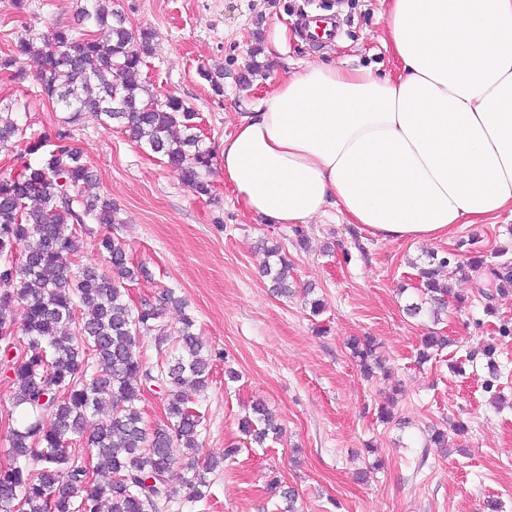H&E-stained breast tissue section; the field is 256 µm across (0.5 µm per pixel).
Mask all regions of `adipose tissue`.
<instances>
[{
  "mask_svg": "<svg viewBox=\"0 0 512 512\" xmlns=\"http://www.w3.org/2000/svg\"><path fill=\"white\" fill-rule=\"evenodd\" d=\"M396 74L313 63L239 117L224 181L254 218L336 209L382 241L433 242L512 212V0H386Z\"/></svg>",
  "mask_w": 512,
  "mask_h": 512,
  "instance_id": "obj_1",
  "label": "adipose tissue"
}]
</instances>
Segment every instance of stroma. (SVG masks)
<instances>
[{"label": "stroma", "instance_id": "1", "mask_svg": "<svg viewBox=\"0 0 512 512\" xmlns=\"http://www.w3.org/2000/svg\"><path fill=\"white\" fill-rule=\"evenodd\" d=\"M117 2L128 25L153 33L142 80L158 98L182 97L215 149L288 68L397 69L382 46V0ZM78 5L0 0V57L28 27L82 33ZM306 12L340 21L336 42L299 38ZM253 60L260 70L242 84ZM204 68L223 72V95L200 77ZM20 98L28 110L19 121L29 132L61 127L63 112L41 99L34 77L19 83L0 70V103ZM72 135L95 174L90 193L119 209L118 223L83 234L84 261H97V235L118 238L151 274L129 284L131 304L174 289L187 307H167L165 324L178 327L191 314L212 353V380L194 397L203 416L195 457L202 462L226 448L236 454L210 474L205 512H280L283 501L268 488L274 479L296 490L298 512H488L491 502L512 512V292L497 291L489 273L499 249L512 251L511 214L455 225L447 239L431 243L380 241L334 211L310 224H268L245 212L221 169L209 178L211 195H200L94 113H84ZM267 244L293 263L292 296L271 291ZM474 250L484 268L458 272ZM431 253L451 261L440 279L454 299L438 324L405 312L416 296L412 265ZM315 300L324 305L317 315ZM432 330L448 344L418 363L421 338ZM363 336L376 339L385 366L370 379L345 346ZM229 369L238 380H228ZM255 400L282 427L261 445L238 428ZM390 402L395 419L381 422L379 410ZM457 422L466 433L453 432ZM436 430L447 432V450L429 446Z\"/></svg>", "mask_w": 512, "mask_h": 512}]
</instances>
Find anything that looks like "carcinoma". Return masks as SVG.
Returning a JSON list of instances; mask_svg holds the SVG:
<instances>
[{"label": "carcinoma", "mask_w": 512, "mask_h": 512, "mask_svg": "<svg viewBox=\"0 0 512 512\" xmlns=\"http://www.w3.org/2000/svg\"><path fill=\"white\" fill-rule=\"evenodd\" d=\"M83 21L106 26L105 39L76 36L69 29H26L13 54L0 58V70L15 80L35 68L41 94L68 117L54 137L25 136L10 107L0 108V146L14 138L21 144L23 174L0 180V369L17 384L13 406L23 418L9 427L10 460L0 464V512H181L205 499L208 475L236 452L226 448L199 465L194 456L203 424L193 393L208 386L212 363L195 320L183 315L170 332L164 306L179 305L168 290L154 304L133 308L125 283L150 279L144 266L130 262L125 248L104 234L95 246L102 262L79 257L76 229L87 224H116L112 202L85 192L93 181L83 154L72 146V127L85 112L121 126L130 140L166 159L182 184L199 195L211 194L206 175L213 152L204 146L197 114L180 97L160 102L141 81L153 34L125 26L112 0H87ZM275 265L266 266L272 290L288 295L291 264L268 248ZM448 258L430 255L416 264L421 295L406 305L412 317L427 311L433 321L447 307L451 289L438 272ZM500 293L512 289V261L493 270ZM22 310L21 323L12 315ZM155 331L161 360L149 366L139 350L142 335ZM448 343L431 331L421 340L419 359ZM365 377L383 369L378 343L371 336L347 342ZM156 386L166 401L167 424L148 425L137 407L146 389ZM112 414L85 432L87 419L104 403ZM241 421L243 433L259 444L281 433V425L257 401ZM81 441L85 455L73 456L70 444ZM181 464L192 473L185 496L171 486L170 473ZM272 492L296 512L295 490L274 481Z\"/></svg>", "instance_id": "1"}]
</instances>
